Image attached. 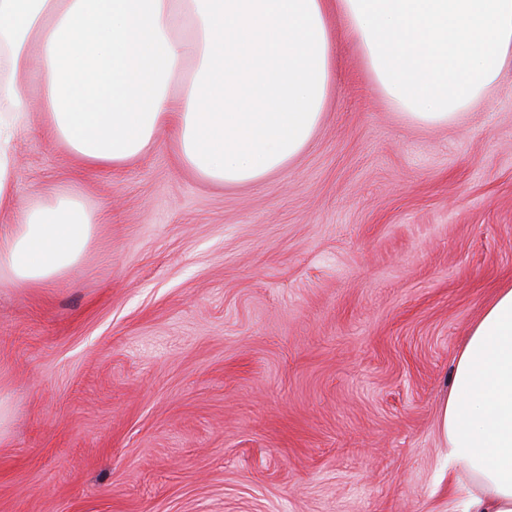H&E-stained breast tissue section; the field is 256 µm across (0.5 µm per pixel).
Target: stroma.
<instances>
[{"label": "stroma", "mask_w": 512, "mask_h": 512, "mask_svg": "<svg viewBox=\"0 0 512 512\" xmlns=\"http://www.w3.org/2000/svg\"><path fill=\"white\" fill-rule=\"evenodd\" d=\"M334 35L314 138L251 185L167 130L88 171L29 112L18 204L70 183L100 222L48 288L0 282V512H462L440 416L512 284V70L424 128Z\"/></svg>", "instance_id": "35a3bbf8"}]
</instances>
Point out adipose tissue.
Segmentation results:
<instances>
[{
	"label": "adipose tissue",
	"mask_w": 512,
	"mask_h": 512,
	"mask_svg": "<svg viewBox=\"0 0 512 512\" xmlns=\"http://www.w3.org/2000/svg\"><path fill=\"white\" fill-rule=\"evenodd\" d=\"M408 121L445 126L512 64V0H0V278L44 288L82 259L99 222L75 190L17 207L13 144L31 106L90 168L138 159L173 132L202 179L246 185L294 160L335 92L334 32ZM440 428L463 512H512V285L453 366Z\"/></svg>",
	"instance_id": "1"
}]
</instances>
